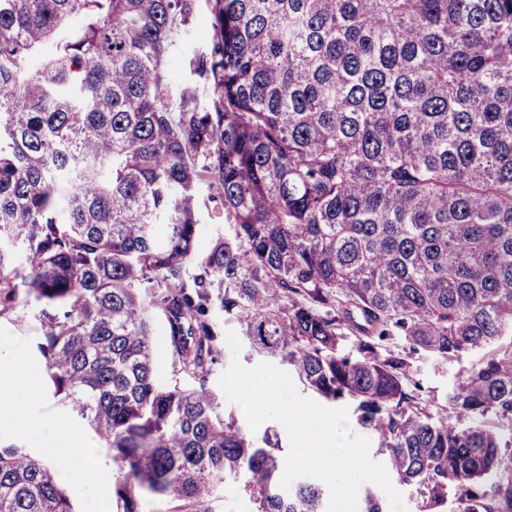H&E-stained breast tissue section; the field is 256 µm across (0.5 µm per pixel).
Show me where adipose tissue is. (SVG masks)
<instances>
[{"instance_id":"1","label":"adipose tissue","mask_w":512,"mask_h":512,"mask_svg":"<svg viewBox=\"0 0 512 512\" xmlns=\"http://www.w3.org/2000/svg\"><path fill=\"white\" fill-rule=\"evenodd\" d=\"M32 390L29 376L11 360L7 337L0 336V404L13 405L26 398ZM16 432L20 437H29L37 429L54 432L59 441L57 448L51 449L49 460L67 477H85V492L93 501H100V482L106 477L105 468L97 449L80 447V438L60 422L47 420L35 425L25 418L15 421Z\"/></svg>"}]
</instances>
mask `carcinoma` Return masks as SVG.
Segmentation results:
<instances>
[{"label":"carcinoma","mask_w":512,"mask_h":512,"mask_svg":"<svg viewBox=\"0 0 512 512\" xmlns=\"http://www.w3.org/2000/svg\"><path fill=\"white\" fill-rule=\"evenodd\" d=\"M32 300L116 512H224L226 484L322 512L278 441L156 379L151 310L197 376L215 300L352 402L418 512H512V0H0V314ZM424 358L457 368L440 402ZM0 512H75L21 438ZM210 212V210L203 209L199 216L201 233L197 240V250L200 253L207 251L212 239L217 234H224V231H229L228 224H217V219Z\"/></svg>","instance_id":"1"}]
</instances>
